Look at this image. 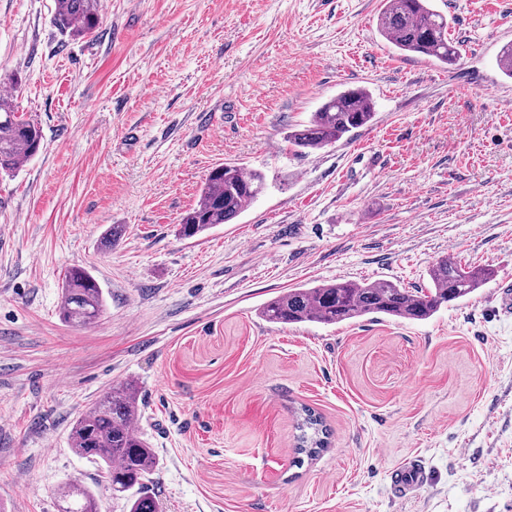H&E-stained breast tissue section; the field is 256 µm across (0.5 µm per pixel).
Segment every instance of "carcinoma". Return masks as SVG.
Listing matches in <instances>:
<instances>
[{"instance_id":"1","label":"carcinoma","mask_w":512,"mask_h":512,"mask_svg":"<svg viewBox=\"0 0 512 512\" xmlns=\"http://www.w3.org/2000/svg\"><path fill=\"white\" fill-rule=\"evenodd\" d=\"M100 0H56L54 26L63 34L85 37L95 33ZM448 18L433 9L430 0H385L378 18L383 38L406 53L452 64L459 58L448 37ZM374 117L370 93L347 89L325 100L303 128L288 134L296 151L309 154L341 140ZM41 129L31 118L0 102V171L12 173L34 155L41 144ZM265 177L257 171L224 164L213 168L200 190L196 205L180 222L184 238L200 236L219 224L239 217L263 192ZM433 287L402 288L388 280L353 283L336 280L309 288H291L263 307L262 316L274 324L319 322L334 325L369 314L408 321L430 318L445 303L473 295L492 277L479 267H466L446 256L429 269ZM103 310L102 292L93 276L73 267L64 278L60 317L68 323H94ZM140 414L136 382L111 387L72 425L74 452L105 465L112 494L127 495L129 512H164L156 497L145 491V481L158 460L152 448L133 428ZM298 450L312 457L327 445V429L310 409L297 416ZM65 506L60 512H99L89 489L70 483L59 492Z\"/></svg>"}]
</instances>
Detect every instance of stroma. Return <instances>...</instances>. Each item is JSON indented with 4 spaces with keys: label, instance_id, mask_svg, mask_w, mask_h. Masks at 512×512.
<instances>
[{
    "label": "stroma",
    "instance_id": "35a3bbf8",
    "mask_svg": "<svg viewBox=\"0 0 512 512\" xmlns=\"http://www.w3.org/2000/svg\"><path fill=\"white\" fill-rule=\"evenodd\" d=\"M432 4L456 64L382 38V0H102L92 38L53 26L55 0H0V75L43 136L0 175V512H57L70 482L128 512L70 440L128 380L165 512H512V312L492 285L424 321L260 315L337 279L427 288L448 255L512 276V0ZM353 87L372 122L295 153L289 132ZM224 163L266 191L180 238ZM73 267L103 293L87 326L59 316ZM305 406L330 433L311 459ZM412 456L430 482L399 502L389 471Z\"/></svg>",
    "mask_w": 512,
    "mask_h": 512
}]
</instances>
